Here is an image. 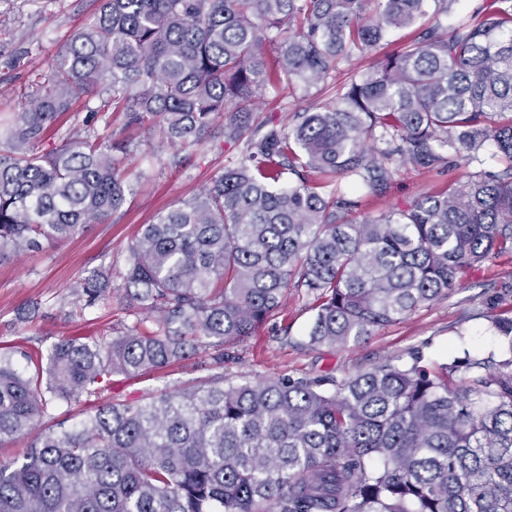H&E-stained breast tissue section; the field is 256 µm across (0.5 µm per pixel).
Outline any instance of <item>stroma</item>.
Here are the masks:
<instances>
[{"mask_svg":"<svg viewBox=\"0 0 512 512\" xmlns=\"http://www.w3.org/2000/svg\"><path fill=\"white\" fill-rule=\"evenodd\" d=\"M96 8L95 0H0V125L16 120L19 94L31 91L39 72L71 34L90 23ZM312 100V94L300 87L270 90L260 109L274 116L276 124L286 125ZM241 150V145L225 142L220 118L202 145L185 150L159 145L153 130L136 131L125 161L131 190L119 213L108 223L89 225L74 238L42 251L0 258V352L15 346L45 352L59 338L91 329L109 339L132 324L122 291L128 244L142 225L155 223L171 206L199 193L217 171L236 161ZM466 172L461 164L439 174L398 170L386 194L360 195L350 218L360 223L405 207L426 192L463 180ZM107 269L112 272L110 301L85 310L74 308L69 296L73 282ZM507 304H512V259L499 258L470 272L462 288L448 298L376 329L365 339L339 348H312L306 343L311 301L292 290L253 336L225 348L223 367H216L210 354L201 351L138 378H115L111 395L139 403L155 391H173L217 374L231 381H257L329 373L341 380L385 360L407 357L414 349L431 364L464 356L482 359L501 351L488 317Z\"/></svg>","mask_w":512,"mask_h":512,"instance_id":"1","label":"stroma"}]
</instances>
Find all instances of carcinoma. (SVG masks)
Returning a JSON list of instances; mask_svg holds the SVG:
<instances>
[{
    "label": "carcinoma",
    "mask_w": 512,
    "mask_h": 512,
    "mask_svg": "<svg viewBox=\"0 0 512 512\" xmlns=\"http://www.w3.org/2000/svg\"><path fill=\"white\" fill-rule=\"evenodd\" d=\"M0 135V257L104 224L127 202L128 131L201 144L216 117L244 143L197 196L128 245L124 292L139 314L102 342H55L46 358L0 353V512H512V315H490L501 360L427 367L419 352L342 381L204 380L144 404L111 400L72 429L58 402L98 397L112 377L162 369L252 334L294 288L313 299V347H342L446 298L474 268L512 255V0H98ZM398 45L292 127L252 124L267 89L322 94L338 64ZM105 93L119 130L92 125L39 146L74 103ZM383 147H377V144ZM492 144L504 163L483 167ZM465 181L360 224L358 181L375 195L390 168ZM112 274L71 288L84 308ZM155 327L144 328L151 315ZM20 355L30 370L20 371Z\"/></svg>",
    "instance_id": "carcinoma-1"
}]
</instances>
